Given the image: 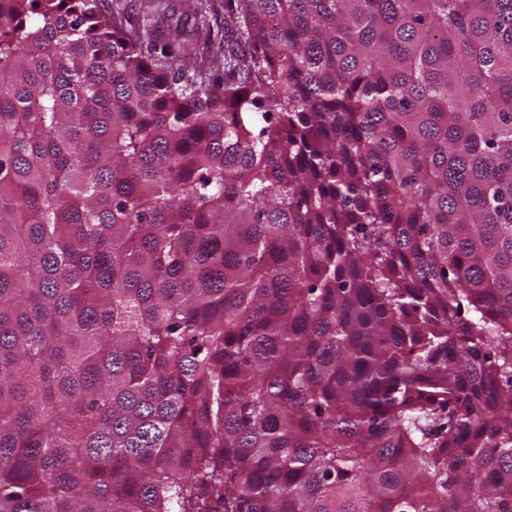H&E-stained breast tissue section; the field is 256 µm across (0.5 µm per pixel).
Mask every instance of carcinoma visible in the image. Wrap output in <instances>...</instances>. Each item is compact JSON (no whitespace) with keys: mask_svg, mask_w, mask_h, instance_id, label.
<instances>
[{"mask_svg":"<svg viewBox=\"0 0 512 512\" xmlns=\"http://www.w3.org/2000/svg\"><path fill=\"white\" fill-rule=\"evenodd\" d=\"M224 31L0 0V512H512V0ZM226 0H107L105 4L128 15L132 26L158 27L159 38L150 42L151 53L167 61L164 53L179 44L193 45L185 56V72L203 69L211 81L224 80V3Z\"/></svg>","mask_w":512,"mask_h":512,"instance_id":"1","label":"carcinoma"}]
</instances>
